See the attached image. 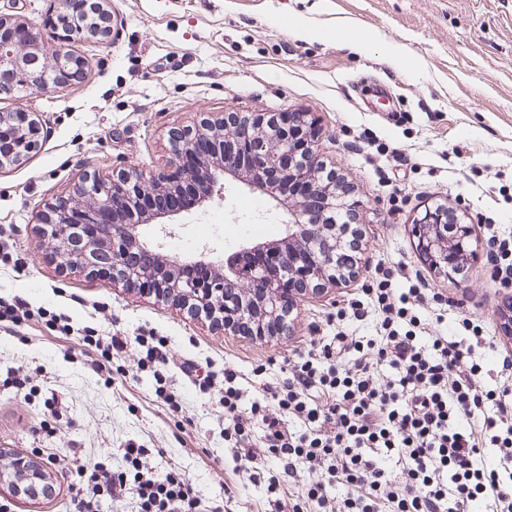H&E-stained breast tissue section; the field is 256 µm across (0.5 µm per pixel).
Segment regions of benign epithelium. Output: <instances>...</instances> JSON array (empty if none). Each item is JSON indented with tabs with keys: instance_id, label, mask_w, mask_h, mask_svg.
Instances as JSON below:
<instances>
[{
	"instance_id": "benign-epithelium-1",
	"label": "benign epithelium",
	"mask_w": 512,
	"mask_h": 512,
	"mask_svg": "<svg viewBox=\"0 0 512 512\" xmlns=\"http://www.w3.org/2000/svg\"><path fill=\"white\" fill-rule=\"evenodd\" d=\"M69 15L55 22V49L45 46L26 20L0 14V94L61 92L81 78L86 61L71 53L68 44L81 37L105 43L112 33V0H68ZM321 135L309 112H228L216 120L200 121L170 135L171 162L167 170L146 178L118 169L98 181L99 198L85 193L93 173L85 171L74 184L73 196L59 199L39 215V229L51 242L54 258L65 268L109 280L130 291L154 294L172 301L192 318L208 321L223 331L253 327V335L274 338L286 330V318L297 296L345 283L357 267L344 271L336 252L345 243L350 225L330 217L332 212L355 211L348 191L336 189L335 169L321 159L316 142ZM49 136L40 113L30 110L0 113V140L12 148L0 154V171L21 164ZM252 168L276 173L278 190L303 185L313 191L311 204L299 197L289 211L286 248L272 253L267 265L247 273L235 264L224 273L194 284L176 271L179 263L164 261L141 242L138 224L146 217L142 201L179 190L186 183L214 186L216 174ZM419 256L432 268L449 273L448 262L466 263L477 257L469 224H448V208L439 205L415 224ZM16 477L51 485L46 469L25 456L0 465V484L21 493Z\"/></svg>"
}]
</instances>
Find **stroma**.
Wrapping results in <instances>:
<instances>
[{
  "label": "stroma",
  "instance_id": "obj_1",
  "mask_svg": "<svg viewBox=\"0 0 512 512\" xmlns=\"http://www.w3.org/2000/svg\"><path fill=\"white\" fill-rule=\"evenodd\" d=\"M65 0H0L52 41ZM114 36L80 38L73 54L88 69L70 90L24 99L0 94V112L42 115L50 135L40 150L0 174V299L66 316L75 333L151 331L167 337L175 367L168 384L181 411L153 400L152 374L136 369L135 352L113 363L111 386L72 362L44 323L0 328V365L29 374L36 393L0 386V449L44 463L66 486L76 460L123 464L119 449L135 439L162 449L211 497L234 483L227 512H267L260 482L234 478L224 461V410L178 369L192 359L246 376L245 400L279 382L284 360L336 332L380 334L377 311L337 317L364 300V288H428L436 299L421 313L431 334L450 335L458 319H479L485 334L486 383L503 379L494 354L512 352L498 313L505 291L493 267L512 263L485 237L493 225L512 242V0H112ZM309 112L322 135L318 150L360 203L358 255L350 287L309 295L285 335L259 340L212 328L178 307L84 273L60 271L34 216L71 193L79 170L146 175L170 161L168 135L207 113ZM210 203L138 228L182 263L169 238L192 236L222 215L224 236L208 246L224 256L242 244L286 235L289 201L224 175ZM447 204L471 224L478 258L464 276H445L415 249L413 227L428 208Z\"/></svg>",
  "mask_w": 512,
  "mask_h": 512
}]
</instances>
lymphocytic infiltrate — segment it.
<instances>
[{"label": "lymphocytic infiltrate", "instance_id": "lymphocytic-infiltrate-1", "mask_svg": "<svg viewBox=\"0 0 512 512\" xmlns=\"http://www.w3.org/2000/svg\"><path fill=\"white\" fill-rule=\"evenodd\" d=\"M373 297L381 339L340 335L298 355L249 412L241 410L243 374L233 363L198 377L200 391L224 409L234 473L263 480L272 512H300L305 503L317 512H512V397L483 382L474 356L480 325L466 318L462 335L427 339L417 315L428 300L423 289L377 288ZM48 323L61 341L78 340L81 360L98 376L137 347L155 398L180 408L165 376V337L91 329L76 337L58 317ZM381 365L393 372L384 382L376 374ZM257 424L258 455L249 449ZM120 453L119 469L100 461L77 466L68 486L74 512L125 501L135 512H223L233 499L229 487L220 500L202 494L185 471L162 466L144 444L128 441ZM290 484L300 486V500L285 499Z\"/></svg>", "mask_w": 512, "mask_h": 512}]
</instances>
